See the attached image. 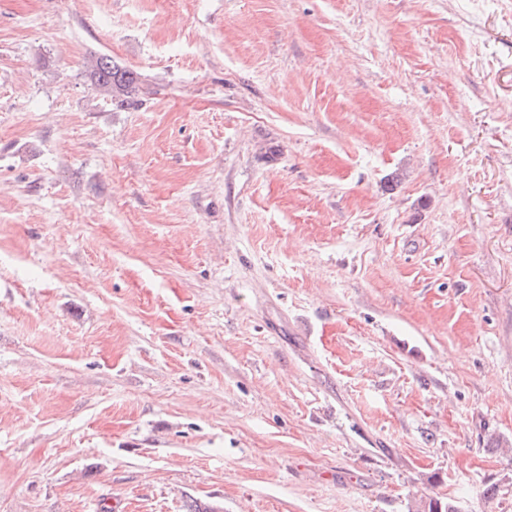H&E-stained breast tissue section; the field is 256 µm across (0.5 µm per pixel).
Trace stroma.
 <instances>
[{
	"instance_id": "stroma-1",
	"label": "stroma",
	"mask_w": 512,
	"mask_h": 512,
	"mask_svg": "<svg viewBox=\"0 0 512 512\" xmlns=\"http://www.w3.org/2000/svg\"><path fill=\"white\" fill-rule=\"evenodd\" d=\"M426 497L512 512V0H0V512ZM89 78L95 89L120 106H133L140 91L137 73L115 64L108 56L92 61Z\"/></svg>"
}]
</instances>
